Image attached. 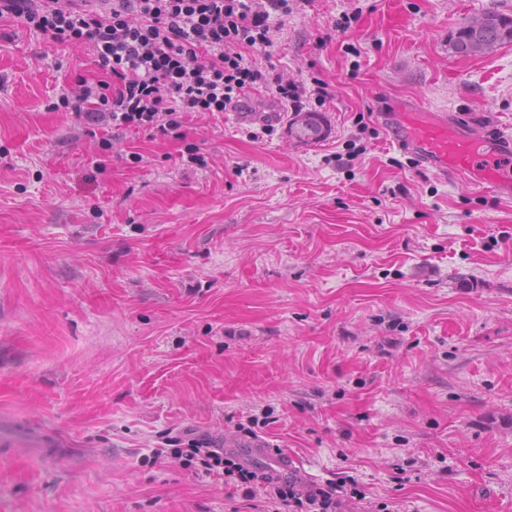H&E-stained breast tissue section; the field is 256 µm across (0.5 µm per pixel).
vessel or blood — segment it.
<instances>
[{"label": "vessel or blood", "instance_id": "1", "mask_svg": "<svg viewBox=\"0 0 512 512\" xmlns=\"http://www.w3.org/2000/svg\"><path fill=\"white\" fill-rule=\"evenodd\" d=\"M382 121L391 143L413 154L423 166L444 176L487 187L500 197L512 198V176L502 167L503 160L512 156L511 136L487 143L417 105L386 113ZM228 449L244 459L264 461L279 479L285 480L297 473L294 462L287 455L273 452L266 442L232 443Z\"/></svg>", "mask_w": 512, "mask_h": 512}]
</instances>
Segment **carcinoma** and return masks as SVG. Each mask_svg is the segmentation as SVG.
I'll use <instances>...</instances> for the list:
<instances>
[{"label":"carcinoma","instance_id":"1","mask_svg":"<svg viewBox=\"0 0 512 512\" xmlns=\"http://www.w3.org/2000/svg\"><path fill=\"white\" fill-rule=\"evenodd\" d=\"M448 44L458 56L490 55L500 47L512 44V16L497 10L475 15L451 31ZM318 117L316 112L303 113L296 123L297 136L311 138L310 129L317 126Z\"/></svg>","mask_w":512,"mask_h":512}]
</instances>
